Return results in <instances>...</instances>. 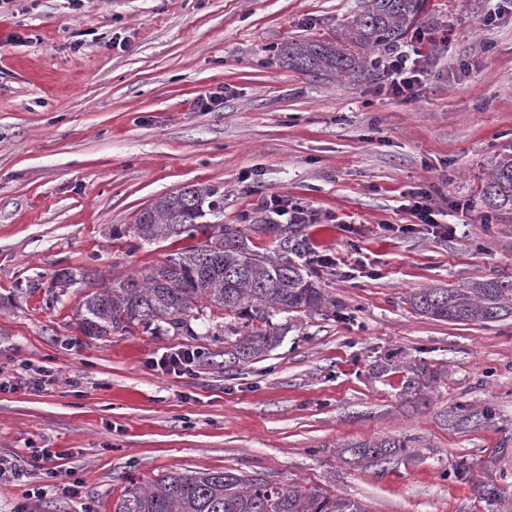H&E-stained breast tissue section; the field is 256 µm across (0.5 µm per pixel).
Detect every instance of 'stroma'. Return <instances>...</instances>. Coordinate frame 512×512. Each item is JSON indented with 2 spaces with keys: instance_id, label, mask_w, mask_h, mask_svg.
Instances as JSON below:
<instances>
[{
  "instance_id": "1",
  "label": "stroma",
  "mask_w": 512,
  "mask_h": 512,
  "mask_svg": "<svg viewBox=\"0 0 512 512\" xmlns=\"http://www.w3.org/2000/svg\"><path fill=\"white\" fill-rule=\"evenodd\" d=\"M494 2L430 0L420 29L448 43L429 47L405 100L376 77L314 78L276 58L340 33L361 0H0V375L16 383L0 392V454L62 452L59 480L77 487L32 497L0 481V512H113L125 487L222 468L367 512H496L456 478L462 462L512 507V317L439 321L409 303L420 288L512 276V218L480 194L512 142V11L490 18ZM189 184L223 188L227 224L272 197L304 206L336 261L322 274L335 312L276 316L281 343L231 371L226 318L181 336L82 335L83 290H50L53 274L161 263L171 245L132 251L112 228ZM416 187L456 234L412 215ZM179 348L198 351L191 372L151 368ZM387 356L439 371L427 405L405 402L402 373L373 374ZM41 369L53 382L27 387ZM460 404L492 418L443 426ZM382 436L411 439L417 460H340L343 442Z\"/></svg>"
}]
</instances>
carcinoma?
Returning <instances> with one entry per match:
<instances>
[{
  "instance_id": "1",
  "label": "carcinoma",
  "mask_w": 512,
  "mask_h": 512,
  "mask_svg": "<svg viewBox=\"0 0 512 512\" xmlns=\"http://www.w3.org/2000/svg\"><path fill=\"white\" fill-rule=\"evenodd\" d=\"M429 0H364L354 18L331 39L288 42L277 48V59L292 70L320 77L348 78L377 74L378 51L400 47L428 13ZM488 209L512 215V142L497 156L481 186ZM224 193L215 185H187L142 209L130 227L112 229V238L141 243L193 240L198 244L176 249L145 273L98 280L85 272L63 268L51 278V287L82 282L86 290L76 313L77 327L87 337H107L136 328L149 333L176 335L191 332L190 321L233 315L244 320V335L224 339V365L241 366L277 346L280 314L292 317L323 312L334 305L326 298L315 266L323 265L304 224H277L269 217H245L244 224H211L206 217L221 213ZM269 236L273 248L263 251L256 239ZM417 314L461 323L497 322L512 316V277L492 276L452 288H421L409 296ZM403 395L424 402L438 373L421 363L405 365ZM485 406L474 410L459 405L442 415L444 425H471L490 421ZM345 462L381 466L412 455L410 440L377 437L340 445ZM458 477L471 482L474 493L488 503L500 500L494 481L475 480L460 463ZM113 512H366L354 500L301 485L276 486L260 477L224 470L168 473L144 486L128 488Z\"/></svg>"
}]
</instances>
